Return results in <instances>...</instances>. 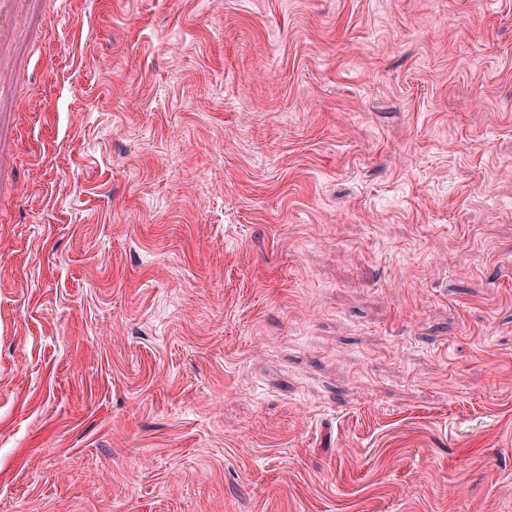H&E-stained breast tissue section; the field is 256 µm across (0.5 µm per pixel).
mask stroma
<instances>
[{
  "label": "stroma",
  "instance_id": "35a3bbf8",
  "mask_svg": "<svg viewBox=\"0 0 512 512\" xmlns=\"http://www.w3.org/2000/svg\"><path fill=\"white\" fill-rule=\"evenodd\" d=\"M3 81L0 512H512V0H37Z\"/></svg>",
  "mask_w": 512,
  "mask_h": 512
}]
</instances>
